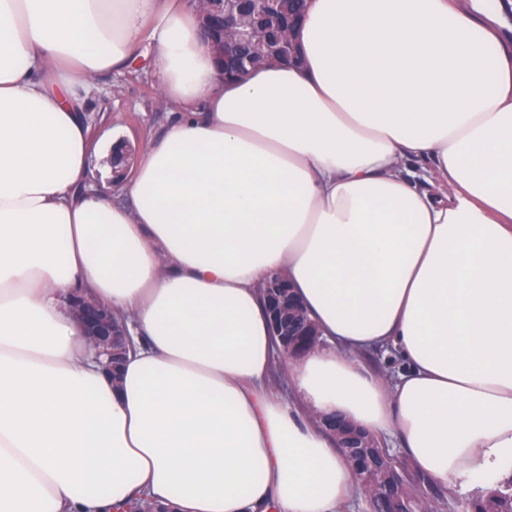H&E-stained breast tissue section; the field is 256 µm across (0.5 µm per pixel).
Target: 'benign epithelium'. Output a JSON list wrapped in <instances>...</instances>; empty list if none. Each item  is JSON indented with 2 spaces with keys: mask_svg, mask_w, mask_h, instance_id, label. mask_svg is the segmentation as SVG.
<instances>
[{
  "mask_svg": "<svg viewBox=\"0 0 512 512\" xmlns=\"http://www.w3.org/2000/svg\"><path fill=\"white\" fill-rule=\"evenodd\" d=\"M200 2L203 30L214 52L224 59V70L240 77L254 68L260 59L297 60L299 49L293 40L273 41L269 38L272 26L283 24L291 32L299 22L298 15L284 13L281 0ZM263 292L270 311L272 331L282 343L278 358L285 360L299 353L294 344L297 336L308 337L314 345L320 343L318 332L293 297L284 275H275ZM66 301L94 348V358L105 359L106 367L114 369L124 356V318L111 307L81 294L69 292ZM338 434L337 445L340 448L374 450L375 460L368 461L365 466H356L358 482L394 490L406 484L408 475L401 471L397 455L390 451L385 441L349 427L338 431Z\"/></svg>",
  "mask_w": 512,
  "mask_h": 512,
  "instance_id": "7a95c632",
  "label": "benign epithelium"
}]
</instances>
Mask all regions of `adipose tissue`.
Here are the masks:
<instances>
[{
    "instance_id": "adipose-tissue-1",
    "label": "adipose tissue",
    "mask_w": 512,
    "mask_h": 512,
    "mask_svg": "<svg viewBox=\"0 0 512 512\" xmlns=\"http://www.w3.org/2000/svg\"><path fill=\"white\" fill-rule=\"evenodd\" d=\"M295 39L300 64L228 82L193 0H0V512H346L336 416L437 487L512 479L502 23L486 0H308ZM143 58L180 115L116 203L87 179L86 97ZM280 273L322 338L282 363ZM67 290L124 315L119 380Z\"/></svg>"
}]
</instances>
